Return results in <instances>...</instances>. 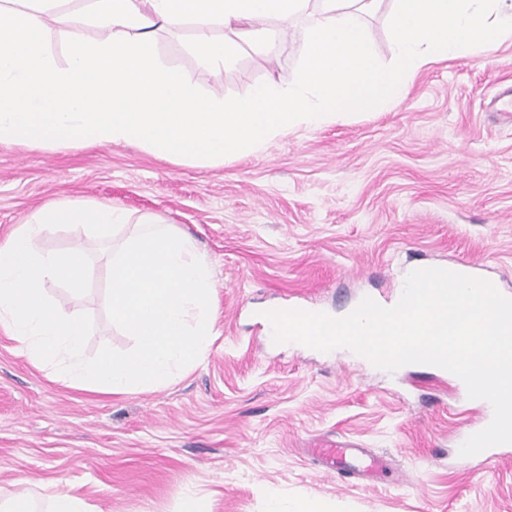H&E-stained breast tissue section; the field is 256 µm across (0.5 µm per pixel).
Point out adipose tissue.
Masks as SVG:
<instances>
[{
    "label": "adipose tissue",
    "mask_w": 512,
    "mask_h": 512,
    "mask_svg": "<svg viewBox=\"0 0 512 512\" xmlns=\"http://www.w3.org/2000/svg\"><path fill=\"white\" fill-rule=\"evenodd\" d=\"M0 0V143L43 148L133 144L174 163L219 165L293 128L394 108L426 64L512 38V0H392L393 65L363 23L381 0ZM315 10L298 80L259 84L227 104L202 96L153 49L192 24L198 63L221 72L242 49L270 55L279 25ZM53 23L69 44L57 62ZM222 23L224 37L211 33ZM93 27L98 37H85Z\"/></svg>",
    "instance_id": "1"
}]
</instances>
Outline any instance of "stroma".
Instances as JSON below:
<instances>
[{
  "instance_id": "obj_1",
  "label": "stroma",
  "mask_w": 512,
  "mask_h": 512,
  "mask_svg": "<svg viewBox=\"0 0 512 512\" xmlns=\"http://www.w3.org/2000/svg\"><path fill=\"white\" fill-rule=\"evenodd\" d=\"M309 30L288 24L275 55L248 50L221 75L198 67L191 27L163 32L156 55L206 96L232 102L300 74ZM512 86V39L429 64L391 111L296 128L257 155L176 164L126 144L0 143V242L39 207L112 202L162 215L212 267L218 337L175 384L126 395L71 387L0 328V493L15 480L46 512L68 492L98 512H512V446L463 457L457 436L484 417L452 377L388 375L341 350L264 344V309L341 316L364 297L396 299L416 263L470 262L512 294V120L491 103ZM83 246L90 287L46 295L89 314L85 357L135 345L107 316L110 269L81 226L52 228L47 250ZM339 439L383 456L382 474L347 482L308 451Z\"/></svg>"
}]
</instances>
